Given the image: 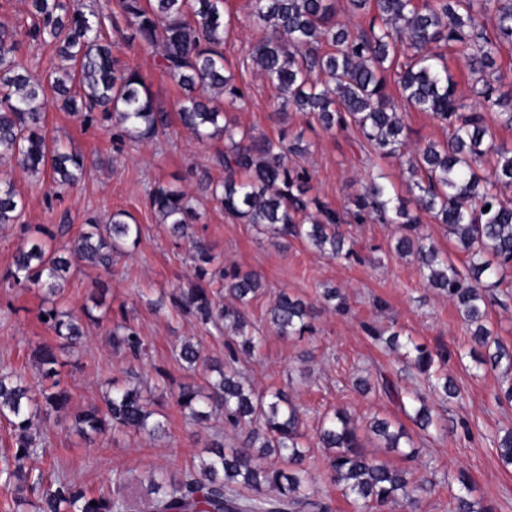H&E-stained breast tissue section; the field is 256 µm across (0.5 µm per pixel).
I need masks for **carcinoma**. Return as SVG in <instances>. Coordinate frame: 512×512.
<instances>
[{"label": "carcinoma", "instance_id": "obj_1", "mask_svg": "<svg viewBox=\"0 0 512 512\" xmlns=\"http://www.w3.org/2000/svg\"><path fill=\"white\" fill-rule=\"evenodd\" d=\"M348 5L349 11L369 16L367 27L352 32L336 23L334 0H253L251 14L265 36L249 57L278 93L283 115L291 107L327 133L352 134L366 154L405 160L418 212L393 193L383 174L372 172L352 199V215L360 224L398 225L393 250L400 257L415 256L428 283L448 296L472 327L471 355L477 366L497 368L504 362L509 371L512 349L492 337L486 321L491 291L503 283L499 269L512 266V200L501 195V188L512 187V146L496 142L495 131L497 126L512 130V97L498 92L491 80L502 50H512V0H348ZM117 8L111 37L103 23L92 24L71 0H28L30 22L18 30L0 29V163L49 178L58 194L85 175V158L65 151L47 133L51 90L61 109L89 123L112 119L131 141L158 140L175 124L199 142L224 138V152L214 157L224 168V182L211 195L226 214L273 238H294L333 258L355 257L340 231L345 215L311 194L306 169L289 165V155L303 151L300 143L256 136L225 119L223 108H236L244 93L225 68L233 20L224 11V0H118ZM134 42L157 50L158 66L181 89L176 112L157 104L140 72L122 62V49ZM25 43L52 44L56 58L45 70L23 67L16 54ZM450 51L479 75L466 94L446 64ZM404 106L431 113L446 139L410 147ZM492 109L494 126L484 114ZM485 159L490 169L481 175L478 165ZM147 205L157 223L190 243L194 283L179 289L175 307L202 325L224 322L234 333L224 368L207 387L190 381L170 396L186 419L200 424L221 410L224 428L243 436L240 446L229 449L214 440L198 471L150 479V512H321L326 505L314 499L307 480L299 408L279 389L259 392L245 386L235 367L236 347L248 353L260 347L246 307L263 293L261 275L238 268L209 270L215 257L190 232L197 214L185 192L158 184ZM24 209L12 180L1 178L0 226L17 223ZM423 212L443 225L466 254L463 267L428 242ZM129 219L126 212L112 213L106 239L98 219L89 218L73 240L56 249L39 236L27 237L14 255L9 279L54 296L71 254L109 272L113 256L140 239V225ZM207 277L222 280L228 303H216L201 285ZM41 316L71 345L84 335L71 314L54 306ZM268 322L280 336H303L312 332L310 305L281 292ZM109 336L116 351L134 357L146 353L139 332L124 320L113 323ZM377 339L391 350H406L410 365L426 377L430 394L456 397V386L436 366L447 361L445 353H434L410 336L402 339L397 331ZM176 359L189 372L207 365L190 341L180 344ZM62 366L53 349H40L37 393L21 372L0 368V420L15 435L12 458L0 468V486L13 494L16 506L32 505L35 512H133L120 478L113 480L109 494L95 496L73 480L51 479L27 466L45 451L44 437L31 431L33 422L69 403ZM373 386L406 409L401 386L387 375L379 374L373 383L364 377L355 382L362 393ZM157 391L164 394L166 387L143 391L112 385L102 405L75 413L78 432L160 436L165 423L154 409ZM411 400L418 405L407 417L423 431L434 426L433 406L418 393ZM367 430L390 451L406 443L403 456L417 460L419 450L403 424L375 418ZM318 439L330 452L333 481L356 512L415 508L420 494L432 491L430 481L415 479V470L366 453L359 428L345 411L323 416ZM497 447L502 463L512 467V428L498 438Z\"/></svg>", "mask_w": 512, "mask_h": 512}]
</instances>
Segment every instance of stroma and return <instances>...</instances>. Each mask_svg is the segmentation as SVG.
<instances>
[{
	"mask_svg": "<svg viewBox=\"0 0 512 512\" xmlns=\"http://www.w3.org/2000/svg\"><path fill=\"white\" fill-rule=\"evenodd\" d=\"M225 10L234 21L225 67L245 92L244 101L228 110L227 119L275 140L301 139L305 151L290 162L308 170L314 195L346 213L342 229L353 240L358 257L350 262L334 259L292 238L272 239L225 214L209 191L224 178L223 169L213 162L224 149L223 140L201 143L177 128L167 138L134 143L49 105L47 131L65 150L87 158L85 179L59 199L48 179L0 165V175L11 178L26 201L20 225L0 229V365L20 370L31 385H38L34 351L50 344L64 364L62 374L72 395L65 409L37 423L48 455L34 458L33 467L66 476L97 495L109 493L113 479L122 478L135 497L137 512H142L150 478L200 469L215 433L223 434L225 446L239 443L238 435L225 429L222 414L194 425L170 398L159 407L168 420L167 434L160 439L124 433L87 440L71 427L72 414L100 403L111 383L153 382L162 375L174 387L186 382L187 374L173 355L183 339H192L209 359H224L228 352L223 331L197 324L171 302L174 290L192 279L193 263L188 243L157 224L145 205L149 190L162 183L186 192L200 216L195 234L215 255V267L235 265L262 276L265 291L247 309L262 344L254 355H240L238 367L247 386L283 390L299 406L307 435L308 480L330 512L355 510L331 481L328 454L317 446L323 415L338 409L348 412L363 427L364 447L373 453L378 441L366 432L367 422L376 415L399 421L404 415L380 390L359 394L354 380L382 372L407 390L425 389L423 376L402 353L373 338L376 330H396L429 349L447 350L443 370L460 390L458 398L437 403L435 428L424 432L415 424L407 426L421 450L417 471L434 483L433 490L422 496L418 512H452L461 494L468 495L477 512H512V468L503 467L497 448L500 431L512 427V406L496 401L503 370L481 368L473 361L470 329L455 305L428 287L414 259L393 251L396 225L358 224L349 217L351 200L365 180L361 154L351 136L341 131L327 134L297 112L282 115L276 91L243 60L245 50L261 36L251 18V0H227ZM122 57L141 72L156 102L175 111L180 90L158 68L154 52L130 46ZM118 210L133 217L141 236L136 247L114 257L111 276L76 260L54 299L35 288L9 286L6 275L24 240L22 226L53 232L66 224L75 235L87 217ZM502 275L505 283L496 291L487 326L512 348V270L504 269ZM99 280L107 285V316L102 323L88 324L78 349H63L61 340L40 320L41 309L53 304L83 317ZM331 286L344 296L345 312L324 306L322 292ZM283 290L313 306L312 333L285 337L269 328L266 313ZM121 318L147 343L144 358L113 351L108 332Z\"/></svg>",
	"mask_w": 512,
	"mask_h": 512,
	"instance_id": "35a3bbf8",
	"label": "stroma"
}]
</instances>
